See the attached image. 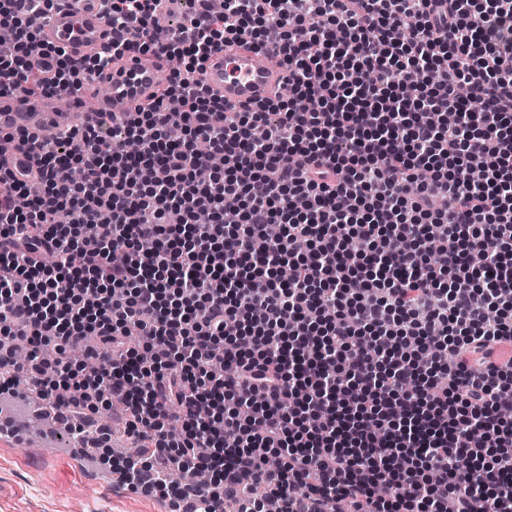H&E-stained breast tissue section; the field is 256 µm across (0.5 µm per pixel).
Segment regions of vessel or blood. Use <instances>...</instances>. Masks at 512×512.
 <instances>
[{
    "label": "vessel or blood",
    "instance_id": "1",
    "mask_svg": "<svg viewBox=\"0 0 512 512\" xmlns=\"http://www.w3.org/2000/svg\"><path fill=\"white\" fill-rule=\"evenodd\" d=\"M66 2V7L38 19L41 41L76 57L94 54L110 34L107 18L91 0ZM203 78L213 93L223 96L226 104L240 106L270 97L283 84L285 74L274 64L270 53L235 47L213 53ZM157 83L156 66L141 55L131 54L113 69L107 94L95 98L84 90L64 98L54 94H0V129L20 131L28 139L37 140L46 129L94 121L99 113L112 111L115 103L134 106L147 99ZM0 164L20 174L26 171L29 161L15 142L4 140L0 142Z\"/></svg>",
    "mask_w": 512,
    "mask_h": 512
}]
</instances>
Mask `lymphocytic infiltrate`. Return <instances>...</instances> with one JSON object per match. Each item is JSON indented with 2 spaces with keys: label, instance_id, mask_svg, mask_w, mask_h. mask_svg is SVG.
Listing matches in <instances>:
<instances>
[{
  "label": "lymphocytic infiltrate",
  "instance_id": "1",
  "mask_svg": "<svg viewBox=\"0 0 512 512\" xmlns=\"http://www.w3.org/2000/svg\"><path fill=\"white\" fill-rule=\"evenodd\" d=\"M99 2L111 40L78 59L38 41L60 0H0V93L75 90L132 53L185 67L43 141L34 182L0 169V334L32 351L0 347V398L120 408L128 486L183 512H512V0H198L172 31L170 0ZM231 41L279 51L287 94H212ZM413 70L437 79L408 93Z\"/></svg>",
  "mask_w": 512,
  "mask_h": 512
}]
</instances>
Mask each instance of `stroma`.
<instances>
[{"mask_svg":"<svg viewBox=\"0 0 512 512\" xmlns=\"http://www.w3.org/2000/svg\"><path fill=\"white\" fill-rule=\"evenodd\" d=\"M117 465L103 448L85 460L65 444L0 436V512H171L160 495L128 490Z\"/></svg>","mask_w":512,"mask_h":512,"instance_id":"1","label":"stroma"}]
</instances>
